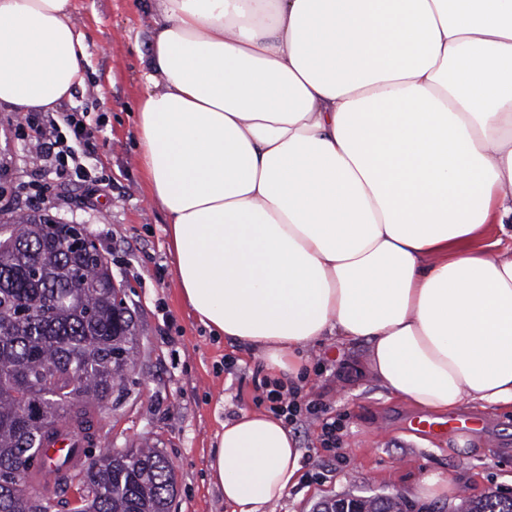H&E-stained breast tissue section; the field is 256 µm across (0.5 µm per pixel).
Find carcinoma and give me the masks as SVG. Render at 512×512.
Listing matches in <instances>:
<instances>
[{
	"mask_svg": "<svg viewBox=\"0 0 512 512\" xmlns=\"http://www.w3.org/2000/svg\"><path fill=\"white\" fill-rule=\"evenodd\" d=\"M75 224H41L32 216L0 221V512H50L25 487L27 472H15L30 437H56L65 422L93 441L94 419L127 371L136 345L132 315L113 313L119 289L112 287L107 258L74 247ZM33 247L40 275L17 263L15 250ZM6 305H21L41 317L31 323L8 318ZM57 485L85 488L70 512H169L175 475L156 448L111 450L70 472L66 463L42 462ZM458 512H512V498L491 492L466 500Z\"/></svg>",
	"mask_w": 512,
	"mask_h": 512,
	"instance_id": "carcinoma-1",
	"label": "carcinoma"
}]
</instances>
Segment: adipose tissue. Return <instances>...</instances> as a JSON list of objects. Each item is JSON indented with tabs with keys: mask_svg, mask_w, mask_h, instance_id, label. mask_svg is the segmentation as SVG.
<instances>
[{
	"mask_svg": "<svg viewBox=\"0 0 512 512\" xmlns=\"http://www.w3.org/2000/svg\"><path fill=\"white\" fill-rule=\"evenodd\" d=\"M137 159L183 298L299 380L363 342L391 396L512 410V0H154ZM72 0H0V104L85 80ZM208 462L232 512L303 471L282 418L240 410Z\"/></svg>",
	"mask_w": 512,
	"mask_h": 512,
	"instance_id": "1",
	"label": "adipose tissue"
}]
</instances>
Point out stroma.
<instances>
[{"label": "stroma", "instance_id": "35a3bbf8", "mask_svg": "<svg viewBox=\"0 0 512 512\" xmlns=\"http://www.w3.org/2000/svg\"><path fill=\"white\" fill-rule=\"evenodd\" d=\"M77 30L88 45L86 83L62 101L80 112L94 135L91 165L107 181L58 187L28 152L23 116L0 106V201L7 211L48 209L58 219L86 224L110 261L139 330V347L123 391L113 392L99 416L105 433L93 455L145 445L159 449L175 472L170 512H229L208 473V459L225 420L239 409L266 410L257 398L269 374L264 361L239 344L211 335L186 306L174 275L167 217L153 203L135 161V105L145 90L139 55L151 38L149 0H73ZM313 364L302 389L324 410L291 429L302 451L303 474L274 512H313L334 495L401 494L411 512H448L462 499L512 492V412L477 405L472 430L425 434L418 410L387 397L367 376L362 343L332 340L310 349ZM336 419L342 444H321L322 425ZM448 478V496L421 500L409 487L428 473Z\"/></svg>", "mask_w": 512, "mask_h": 512}]
</instances>
